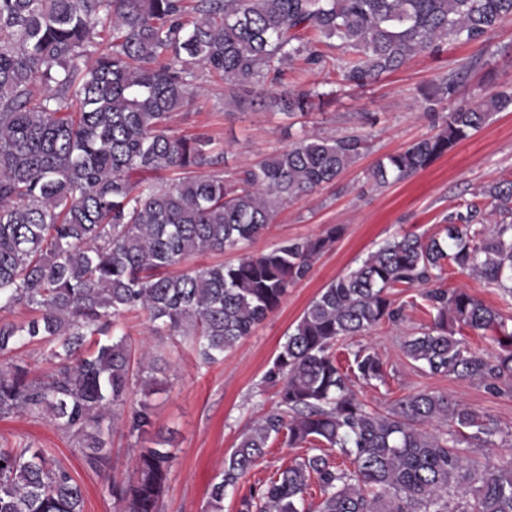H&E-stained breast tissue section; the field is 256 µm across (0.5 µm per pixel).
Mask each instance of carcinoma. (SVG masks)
<instances>
[{"instance_id": "cac0c4a2", "label": "carcinoma", "mask_w": 512, "mask_h": 512, "mask_svg": "<svg viewBox=\"0 0 512 512\" xmlns=\"http://www.w3.org/2000/svg\"><path fill=\"white\" fill-rule=\"evenodd\" d=\"M512 17V0H0V311L23 308L22 323L0 320V418L48 416L76 441L85 464L108 472L109 420L140 443L128 484L108 486L118 512H159L175 455L156 434L151 404L132 399L156 382L154 336H180L214 363L273 313L342 234L285 239L234 263L170 269L203 253L235 251L273 223L278 208L334 182L369 147L372 133L336 138L305 133L257 164L224 172L223 153L203 134L172 129L174 113L200 96V73L224 80L240 111L269 103L291 116L324 94L282 89L297 62L325 66L336 48L341 83L364 87L450 41L485 42ZM464 72L419 89L434 133L385 156L369 173L377 188L400 182L512 110V88L444 112ZM175 171L179 177L161 174ZM442 217L444 236L405 233L310 302L264 382L277 406L249 427L210 492L226 491L271 440L306 448L301 461L240 499L238 512H304L308 481L315 512H512V452L491 416L447 393L421 390L384 408L354 384L385 383L384 362L358 347L349 372L335 346L404 320L395 296L419 288L431 323L404 341L415 367L432 375L512 384V330L501 312L443 274L468 272L512 297V179L481 186ZM149 322L139 341L115 335L126 312ZM495 332L499 350L471 349L462 330ZM40 346V376L11 354ZM351 468L341 469L329 450ZM70 469L41 448L0 447V512H83Z\"/></svg>"}]
</instances>
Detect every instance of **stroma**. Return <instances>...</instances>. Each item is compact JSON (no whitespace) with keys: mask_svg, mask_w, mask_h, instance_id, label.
I'll return each instance as SVG.
<instances>
[{"mask_svg":"<svg viewBox=\"0 0 512 512\" xmlns=\"http://www.w3.org/2000/svg\"><path fill=\"white\" fill-rule=\"evenodd\" d=\"M465 63L470 69L448 109L512 83V19L489 42L445 44L438 54L418 55L398 72L382 75L363 88L339 84L330 65L289 70L287 87L315 84L330 94L321 110L304 116L238 111L225 104L223 81L210 77L204 80L206 94L174 116L177 133L203 132L214 139L224 151L228 171L262 161L305 132L340 137L362 130L367 112L376 114L377 124L370 150L355 165L332 184L288 204L265 233L247 245V252L258 254L284 239L317 235L334 225L343 228L309 275L289 288L276 312L210 364L200 362L182 338L155 340L162 390L151 397L154 421L157 429L172 432L176 454L161 512H206L225 455L256 418L275 408V390L264 384V375L289 330L322 288L394 237L413 233L427 238L440 233L443 215L472 200L475 189L512 178V112L494 114L479 131L405 181L379 189L368 178L378 159L431 133L422 116L419 87ZM418 298L414 288L399 294V301L407 305L405 322L381 324L362 338V345L384 362L386 378L377 387L356 386L358 396L382 408L420 390L447 393L490 413L503 430L511 432V388L504 386L495 393L477 381L424 373L404 356L403 341L430 321L416 307ZM1 444L33 445L68 467L83 487V512H116L105 479L110 476L123 482L133 470L134 440L119 428L112 433L111 468L105 477L89 470L75 443L43 417L0 418ZM305 455V449L288 447L284 439L270 441L257 463L227 491L224 512H237L241 497Z\"/></svg>","mask_w":512,"mask_h":512,"instance_id":"obj_1","label":"stroma"}]
</instances>
